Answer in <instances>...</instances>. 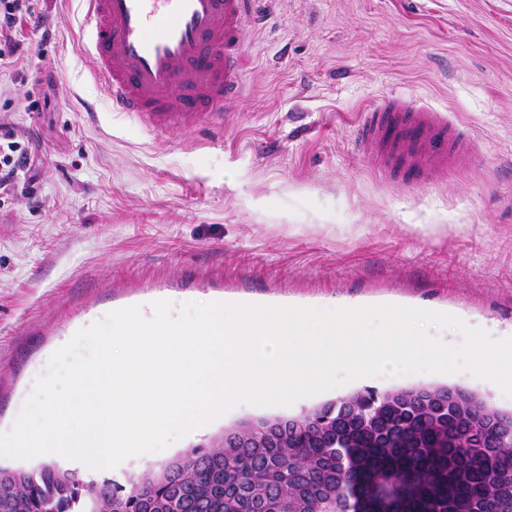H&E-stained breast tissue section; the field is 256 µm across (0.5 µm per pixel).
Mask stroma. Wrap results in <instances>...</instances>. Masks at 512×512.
<instances>
[{"label": "stroma", "instance_id": "1", "mask_svg": "<svg viewBox=\"0 0 512 512\" xmlns=\"http://www.w3.org/2000/svg\"><path fill=\"white\" fill-rule=\"evenodd\" d=\"M83 14L81 0H45L22 29L26 83L0 81V122L46 160L35 199L18 186L0 205V433L78 330L160 299L400 305L512 337V0H274L243 44V94L223 130L166 135L112 111L80 51ZM391 97L465 125L473 160L420 187L385 172L357 129ZM433 382L512 410V395L465 371L366 377L229 410L111 476L243 419Z\"/></svg>", "mask_w": 512, "mask_h": 512}]
</instances>
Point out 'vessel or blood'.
Returning <instances> with one entry per match:
<instances>
[{"mask_svg":"<svg viewBox=\"0 0 512 512\" xmlns=\"http://www.w3.org/2000/svg\"><path fill=\"white\" fill-rule=\"evenodd\" d=\"M84 51L112 109L166 133L197 122L223 127L241 92V42L264 22L257 0H83ZM362 150L382 147L402 181L424 185L470 162L475 144L447 113L395 104L367 112Z\"/></svg>","mask_w":512,"mask_h":512,"instance_id":"obj_1","label":"vessel or blood"}]
</instances>
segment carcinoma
<instances>
[{"instance_id": "obj_1", "label": "carcinoma", "mask_w": 512, "mask_h": 512, "mask_svg": "<svg viewBox=\"0 0 512 512\" xmlns=\"http://www.w3.org/2000/svg\"><path fill=\"white\" fill-rule=\"evenodd\" d=\"M0 512H512V410L456 385L366 388L241 421L125 485L0 466Z\"/></svg>"}]
</instances>
